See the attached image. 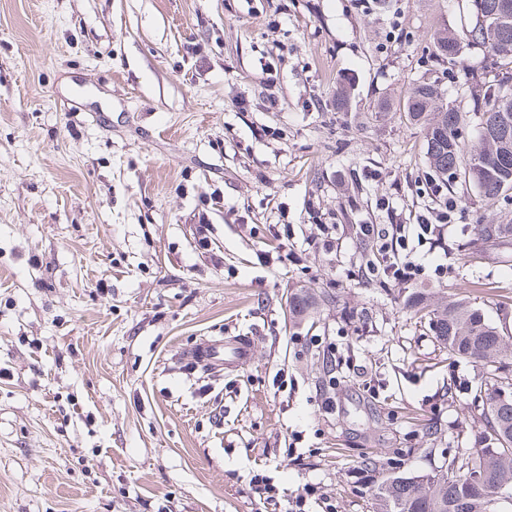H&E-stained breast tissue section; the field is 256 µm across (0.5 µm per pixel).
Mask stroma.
Returning a JSON list of instances; mask_svg holds the SVG:
<instances>
[{"label": "stroma", "mask_w": 512, "mask_h": 512, "mask_svg": "<svg viewBox=\"0 0 512 512\" xmlns=\"http://www.w3.org/2000/svg\"><path fill=\"white\" fill-rule=\"evenodd\" d=\"M465 18L462 0H0V512H290L307 485L305 512H372L365 455L428 474L471 447L476 371L403 306L479 281L512 332V236L475 230L512 224V190L429 195L406 108L437 84L477 144L488 58L451 67L433 44ZM449 197L414 285L369 273L355 225ZM312 288L334 303L293 318ZM239 337L245 363L198 362Z\"/></svg>", "instance_id": "1"}]
</instances>
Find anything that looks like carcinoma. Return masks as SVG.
I'll return each mask as SVG.
<instances>
[{"mask_svg":"<svg viewBox=\"0 0 512 512\" xmlns=\"http://www.w3.org/2000/svg\"><path fill=\"white\" fill-rule=\"evenodd\" d=\"M512 0H468L469 22L460 34L434 38L436 55L455 65L466 46L485 49L490 68L502 78L485 86L481 98L479 146L466 148L458 133V112L440 105L438 88L427 82L413 87L408 115L428 121L427 155L436 174L450 182L463 179L488 202L512 190V21L490 24V16ZM481 239L512 235V224H479ZM323 293L290 296L291 312L301 317ZM412 319L428 328L448 356L474 363L481 382L474 399L482 403L477 447L458 448L433 474L403 469L401 459L371 455L362 469L376 477L374 512H494L504 497L512 499V336L493 325L483 310L459 300L431 301L423 292L407 298Z\"/></svg>","mask_w":512,"mask_h":512,"instance_id":"obj_1","label":"carcinoma"}]
</instances>
